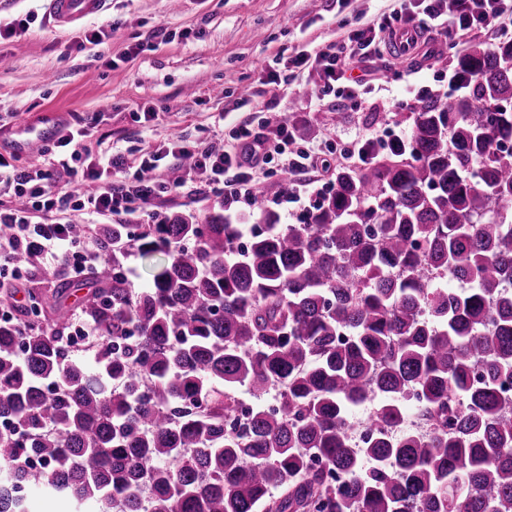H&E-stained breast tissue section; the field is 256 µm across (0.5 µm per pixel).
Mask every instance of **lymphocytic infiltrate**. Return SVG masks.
<instances>
[{"instance_id": "obj_1", "label": "lymphocytic infiltrate", "mask_w": 512, "mask_h": 512, "mask_svg": "<svg viewBox=\"0 0 512 512\" xmlns=\"http://www.w3.org/2000/svg\"><path fill=\"white\" fill-rule=\"evenodd\" d=\"M512 0H399L390 13L370 22L366 28L315 54L299 51L289 57L284 68L267 67V82L274 87L290 88L296 71L315 69L320 77L321 95L337 94L355 102L375 89L373 78L353 75L355 64L382 58L387 40L394 32H427L437 35L454 31L467 35L489 32L494 42L512 41ZM96 115L79 118L68 134L59 137L64 154L51 160L49 168H20L4 180L10 195L0 202V288L20 287L23 269L13 257L17 251H32L35 260L61 263L72 274H82L97 266L102 253L92 238L72 234L69 224L50 221L58 212H81L104 217L141 214L144 205L177 190L178 182L156 177L159 154L142 159L133 178H126V160L112 154L83 161L86 148L81 143ZM235 145L216 150L173 141L174 160L192 158V167L207 177L211 189L223 192L228 204H246L257 185L256 170L270 168L272 173L302 176L308 168L321 165L322 159L301 146L292 130L279 118L260 122L241 121L235 132Z\"/></svg>"}]
</instances>
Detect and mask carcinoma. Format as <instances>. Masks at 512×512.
Segmentation results:
<instances>
[{
	"label": "carcinoma",
	"mask_w": 512,
	"mask_h": 512,
	"mask_svg": "<svg viewBox=\"0 0 512 512\" xmlns=\"http://www.w3.org/2000/svg\"><path fill=\"white\" fill-rule=\"evenodd\" d=\"M455 69L468 92L396 113L405 147L337 169L308 224L261 187L242 252L221 210L100 225L112 259L56 288L87 289L94 370L67 312L0 323L7 482L117 512H512V41ZM133 249L169 256L139 292Z\"/></svg>",
	"instance_id": "carcinoma-1"
}]
</instances>
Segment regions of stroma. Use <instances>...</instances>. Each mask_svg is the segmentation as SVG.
I'll return each instance as SVG.
<instances>
[{
    "mask_svg": "<svg viewBox=\"0 0 512 512\" xmlns=\"http://www.w3.org/2000/svg\"><path fill=\"white\" fill-rule=\"evenodd\" d=\"M390 0H108L105 10L63 28L47 12L46 0H0V21L32 16L26 32L0 41V155L16 167L42 162L44 145L17 152L20 121L52 116L60 124L96 113L84 144L94 153H121L129 168L165 148L173 137L186 143L226 147L233 128L250 109L280 117L292 110L307 122L306 147L339 160L347 142L362 134L382 135L395 122L388 101L400 92L394 69L376 61L378 91L360 105L334 96L313 101L266 85L262 67L299 50L317 51L340 31L354 30L387 12ZM111 27L104 44L80 45L84 33ZM159 27L168 41L151 39ZM249 95L250 108L239 107ZM156 117L145 121L144 110ZM163 178H181L176 192L151 202L162 215H205L225 206L203 175L160 162ZM335 172L310 170L303 177L311 208L286 202L279 177L264 174L268 205L290 223H310L319 188Z\"/></svg>",
    "mask_w": 512,
    "mask_h": 512,
    "instance_id": "obj_1",
    "label": "stroma"
}]
</instances>
